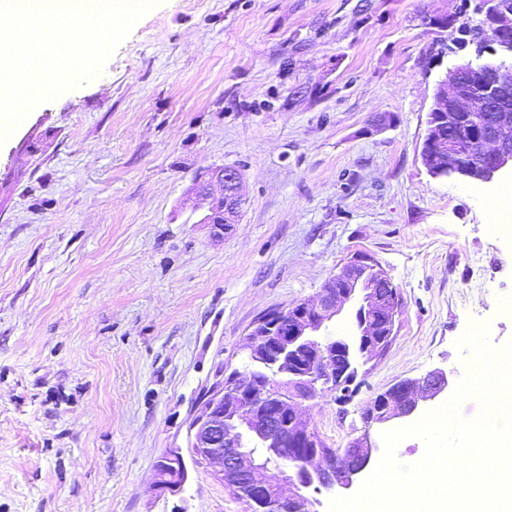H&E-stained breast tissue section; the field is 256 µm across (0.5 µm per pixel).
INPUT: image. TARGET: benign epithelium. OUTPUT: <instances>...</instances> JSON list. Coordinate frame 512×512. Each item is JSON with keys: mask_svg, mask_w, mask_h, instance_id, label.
<instances>
[{"mask_svg": "<svg viewBox=\"0 0 512 512\" xmlns=\"http://www.w3.org/2000/svg\"><path fill=\"white\" fill-rule=\"evenodd\" d=\"M480 6L489 25L473 41L475 57L448 68L438 82L421 157L436 178L488 184L512 171V65L505 61L512 57V35L506 33L512 28V0H480ZM463 113L480 139L446 134ZM215 184L218 194L212 189ZM245 203L241 172L220 167L199 184L194 207L208 205L203 223L222 232L225 225L235 223ZM350 303L357 335L353 343L348 336L326 334L327 323ZM400 305L399 289L388 274L371 256L358 254L328 278L313 299L257 320L249 333L250 358L256 365L276 367L288 375L289 389L273 394L248 366L230 373L207 396L192 423V458L250 510L261 501L286 500L290 512H313V500L305 491L319 494L358 487L382 455L371 435L372 426L418 419L455 393V371L435 368L400 379L377 394L363 413L364 429L348 444L354 460L348 467L338 468L322 456L321 437L301 417L300 406L314 397L319 384L334 390L346 378L351 386L357 383L351 355L357 352L370 359L383 355L392 342ZM248 439L271 455L285 446L307 448L309 462L290 474L272 472L257 462ZM187 479L186 472L172 477L160 471L157 485L178 493ZM286 481L295 486L288 498L281 490Z\"/></svg>", "mask_w": 512, "mask_h": 512, "instance_id": "7a95c632", "label": "benign epithelium"}]
</instances>
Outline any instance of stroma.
<instances>
[{"label": "stroma", "mask_w": 512, "mask_h": 512, "mask_svg": "<svg viewBox=\"0 0 512 512\" xmlns=\"http://www.w3.org/2000/svg\"><path fill=\"white\" fill-rule=\"evenodd\" d=\"M475 0H159L101 71L34 106L0 144V512H248L188 464L201 395L248 363L253 323L313 299L353 255L402 296L359 394L303 416L327 445L405 377L466 373L471 323L512 341V236L496 184L421 159L437 82L469 49L433 16ZM395 115L379 130L375 118ZM232 166L247 202L223 236L192 207ZM180 448H169L162 457L163 461H166L167 463H174V459L177 463V468L182 469V464L180 462L179 458H182V454L179 451ZM167 458V460L165 459ZM161 460V461H162ZM158 481L157 485L162 491H168L170 493H178L183 490L184 485L187 482L188 479V473L186 470H183V474L179 476V478L176 477H170L168 475V472L164 473L162 470H158Z\"/></svg>", "instance_id": "obj_1"}]
</instances>
